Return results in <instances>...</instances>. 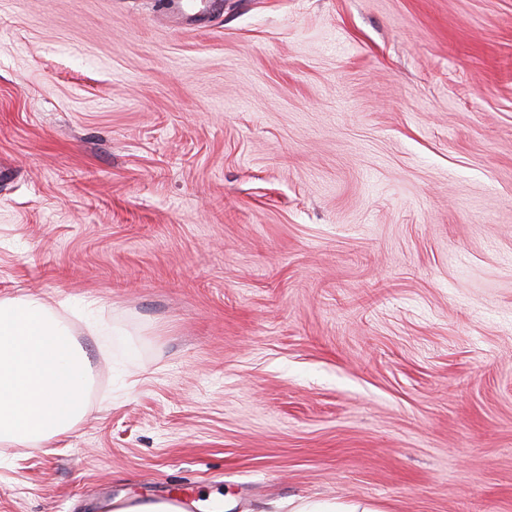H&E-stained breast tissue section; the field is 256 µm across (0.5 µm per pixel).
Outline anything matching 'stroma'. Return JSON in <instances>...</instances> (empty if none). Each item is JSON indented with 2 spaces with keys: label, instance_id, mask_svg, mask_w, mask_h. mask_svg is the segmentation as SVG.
<instances>
[{
  "label": "stroma",
  "instance_id": "obj_1",
  "mask_svg": "<svg viewBox=\"0 0 512 512\" xmlns=\"http://www.w3.org/2000/svg\"><path fill=\"white\" fill-rule=\"evenodd\" d=\"M25 295L99 373L0 512H512V0H0ZM170 501L173 506L181 508L184 512H194L192 501L186 492H177L170 498ZM172 505L164 501H158L150 504L131 505L118 512H176ZM292 512H380L378 509L361 503H340L304 501Z\"/></svg>",
  "mask_w": 512,
  "mask_h": 512
}]
</instances>
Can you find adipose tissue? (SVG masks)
<instances>
[{"mask_svg":"<svg viewBox=\"0 0 512 512\" xmlns=\"http://www.w3.org/2000/svg\"><path fill=\"white\" fill-rule=\"evenodd\" d=\"M94 362L35 297L0 299V445H52L88 411Z\"/></svg>","mask_w":512,"mask_h":512,"instance_id":"ef3b65f1","label":"adipose tissue"}]
</instances>
